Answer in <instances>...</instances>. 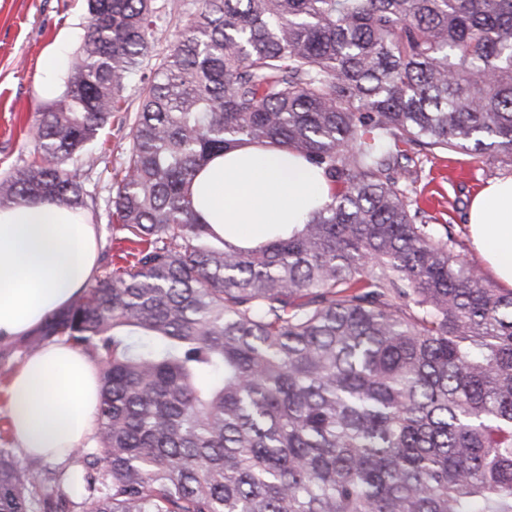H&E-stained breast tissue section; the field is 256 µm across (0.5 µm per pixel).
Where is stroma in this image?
Returning a JSON list of instances; mask_svg holds the SVG:
<instances>
[{"mask_svg":"<svg viewBox=\"0 0 512 512\" xmlns=\"http://www.w3.org/2000/svg\"><path fill=\"white\" fill-rule=\"evenodd\" d=\"M192 0H166L157 20L155 57L171 48L184 28ZM87 0H0V178L29 160L35 147V116L44 106L35 89L45 52L59 34H67L65 55H73L85 31ZM103 146L94 151L97 167L85 183L96 205L87 209L100 235V260L112 258L118 232L110 224L106 204L113 174L121 173L129 147V125L112 124L101 133ZM512 177V158L501 155L477 161L461 153L420 157L414 185L423 207L452 224L461 260L480 268L486 281L495 276L472 249L467 234L470 205L488 182Z\"/></svg>","mask_w":512,"mask_h":512,"instance_id":"1","label":"stroma"}]
</instances>
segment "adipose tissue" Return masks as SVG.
<instances>
[{"label":"adipose tissue","mask_w":512,"mask_h":512,"mask_svg":"<svg viewBox=\"0 0 512 512\" xmlns=\"http://www.w3.org/2000/svg\"><path fill=\"white\" fill-rule=\"evenodd\" d=\"M212 231L253 248L306 223L330 201L318 168L275 148L241 146L213 157L192 186ZM471 243L502 286L512 288V177L474 197ZM98 232L69 206L21 201L0 209V337L23 338L68 307L93 279ZM11 432L31 457L58 459L96 425L97 367L57 341L28 356L8 390Z\"/></svg>","instance_id":"1"}]
</instances>
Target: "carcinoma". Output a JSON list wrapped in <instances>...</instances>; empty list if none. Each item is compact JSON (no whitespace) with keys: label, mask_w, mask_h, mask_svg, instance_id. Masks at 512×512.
Wrapping results in <instances>:
<instances>
[{"label":"carcinoma","mask_w":512,"mask_h":512,"mask_svg":"<svg viewBox=\"0 0 512 512\" xmlns=\"http://www.w3.org/2000/svg\"><path fill=\"white\" fill-rule=\"evenodd\" d=\"M153 77L161 0H88L37 156L0 208L82 212L75 163L140 77L110 221L132 261L27 339L94 353L86 512H512V289L411 199L409 152L512 156V0H194ZM319 168L332 201L255 248L190 187L236 145ZM444 232H439V229ZM0 448V512H72Z\"/></svg>","instance_id":"obj_1"}]
</instances>
